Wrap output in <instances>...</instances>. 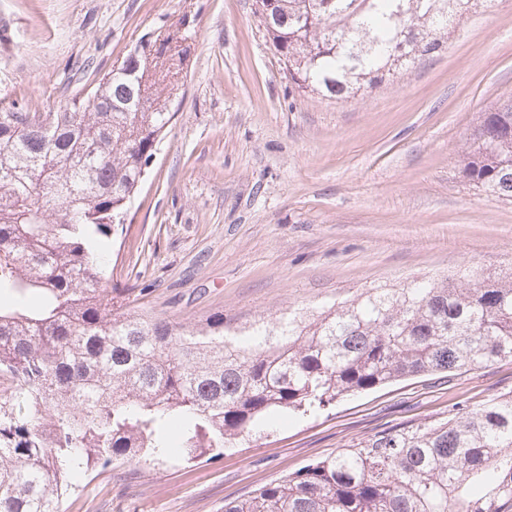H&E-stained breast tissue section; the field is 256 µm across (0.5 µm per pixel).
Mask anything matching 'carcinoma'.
Returning <instances> with one entry per match:
<instances>
[{
    "label": "carcinoma",
    "mask_w": 512,
    "mask_h": 512,
    "mask_svg": "<svg viewBox=\"0 0 512 512\" xmlns=\"http://www.w3.org/2000/svg\"><path fill=\"white\" fill-rule=\"evenodd\" d=\"M487 0H261L302 92L345 99L441 51ZM142 42L93 93L31 122L0 110V512H62L117 461L211 460L279 413L512 358V272L413 281L243 327L128 309L103 250L174 116ZM463 170L512 198V99L483 113ZM180 442L173 445L170 429ZM512 397L390 429L224 512H499Z\"/></svg>",
    "instance_id": "1"
}]
</instances>
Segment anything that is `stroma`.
<instances>
[{
    "mask_svg": "<svg viewBox=\"0 0 512 512\" xmlns=\"http://www.w3.org/2000/svg\"><path fill=\"white\" fill-rule=\"evenodd\" d=\"M193 38L175 114L105 266L131 310L230 326L469 268H512V199L461 158L512 97V0L469 15L442 52L346 100L297 89L256 0H0V108L57 112L142 39ZM512 396V358L344 398L192 465L115 464L63 512H221L390 428Z\"/></svg>",
    "mask_w": 512,
    "mask_h": 512,
    "instance_id": "1",
    "label": "stroma"
}]
</instances>
